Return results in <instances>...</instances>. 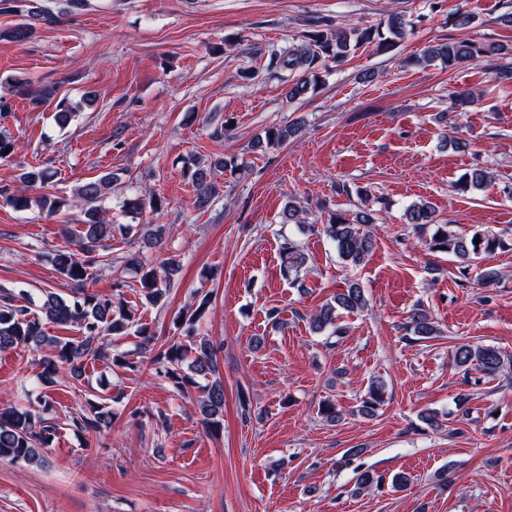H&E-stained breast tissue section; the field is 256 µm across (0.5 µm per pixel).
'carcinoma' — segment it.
I'll use <instances>...</instances> for the list:
<instances>
[{
    "instance_id": "1",
    "label": "carcinoma",
    "mask_w": 512,
    "mask_h": 512,
    "mask_svg": "<svg viewBox=\"0 0 512 512\" xmlns=\"http://www.w3.org/2000/svg\"><path fill=\"white\" fill-rule=\"evenodd\" d=\"M0 12H11L22 17L8 35L15 41L28 39L36 24L53 23L55 17L51 9L40 3V0H0ZM413 27V22L398 12L392 13L387 19L390 37L383 36L378 26L316 28L307 32L298 44L288 53L283 64L292 70L301 72V76L293 84L288 85V100H296L316 88L315 71L326 67L327 63L338 66L346 62V58L361 47L386 49L398 43ZM486 61L490 69L499 79H512V47L500 44H486L465 40H450L432 43L423 53L416 57L419 65H430L435 61L453 68L467 63ZM11 92L29 100L37 107L56 97V88L45 86L34 91L25 81L17 80ZM82 105L64 99L56 105L57 123L66 125L71 116L80 110ZM302 130V122L295 121L288 125L272 126L265 130L264 136L258 138L255 147L275 148L294 139ZM244 166L238 163L233 155L217 157L210 162L198 161L187 169V174L195 189V207L203 210L219 196V184L215 182V172L238 175ZM57 172L48 166H22L19 168L17 180L23 188L11 189L0 186V201L17 211L28 210L36 206L56 214L72 201L81 206L84 219L80 227L72 230L65 226L61 229L64 245L57 248L51 256L56 271L73 285L72 293L63 295L44 289L34 307L20 304L30 297L28 291H5L0 294V350L18 346L30 347L45 351L39 360L38 378L46 387L61 382L77 383L82 377L85 361L107 359L119 366L126 363V353H110L112 341L133 335L138 338L136 343L139 354L150 359L155 374L173 382L174 388L182 395L188 396L192 389L200 391L197 396L199 413L202 423L210 431H218L224 415V384L218 373L217 348L204 336L197 334L199 321L205 316L210 297L197 293L195 303L180 312L175 327L179 334L171 337L163 344H157V336L148 324L142 322L138 310L125 302L122 288L125 281L113 279V292L117 299L100 298L89 292L86 285L93 270L108 263L106 252L111 248L115 234L124 238H133L141 243L138 250L129 254L127 267L138 276L140 295L145 303L152 307L163 308L167 295L181 269V262L172 255L153 266L144 258V250L160 247L167 233L164 224H156L145 234L139 233L138 222L146 216V212H157L164 208V198L155 192L141 189L122 200L124 215L131 218L130 224H112L101 217V202L106 191L119 177L106 172L97 178L81 185L72 199L58 195L31 197L26 194L30 188H47L55 183ZM492 180L489 171L484 167L475 166L463 177L460 188L464 191H482ZM407 223L416 233L428 250L442 252L456 258L458 272L465 278L474 266H482L481 281L494 285L501 279V271L491 265L489 260L499 250L512 247V241L491 231H476L466 237L457 234L446 224L437 223L436 211L427 202L416 203L405 211ZM376 221L375 210L365 206L355 212L352 219L342 215H334L330 223L321 227L311 224V231L324 234L334 243L338 257L347 265L362 264L374 249L372 235L364 230V226ZM283 224L304 223V208L294 198L288 199L282 211ZM480 239L474 243V239ZM280 272L292 284L305 280L309 272L308 254L293 240L283 239L279 250ZM367 307L364 289L357 283L336 293L333 301L322 305L310 316V326L317 335L328 334L341 336L344 329L337 323L340 311L361 312ZM52 324L63 328H75L78 337L50 335L46 325ZM406 335L412 342H424L438 335L439 329L430 313L418 307L409 315L405 325ZM194 354L191 371L206 379L202 385L195 379L180 375L182 363L189 354ZM452 362L464 372L476 370L484 376H496L512 369V358L505 357L498 348L491 345L473 346L463 343L455 347ZM385 384L377 379L372 381L368 392L361 400L359 413L372 417L384 403ZM112 399L96 395L85 401L82 413L73 418L74 427L79 430L92 429L100 431L112 426ZM57 428L47 424V419L33 413L30 409L5 404L0 407V461L25 463L42 466L46 464L43 449L52 445ZM379 485V477L370 468L357 472L356 486L359 490H369Z\"/></svg>"
}]
</instances>
